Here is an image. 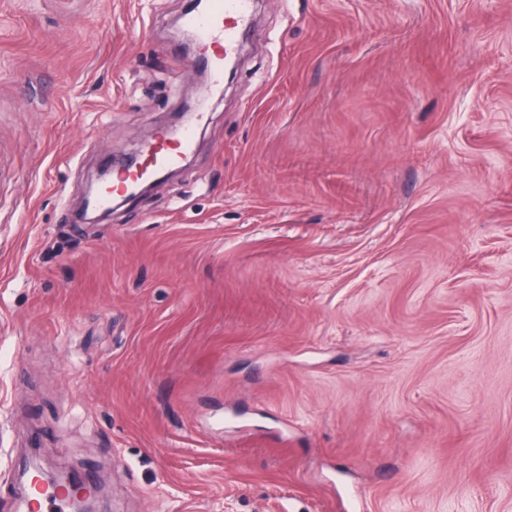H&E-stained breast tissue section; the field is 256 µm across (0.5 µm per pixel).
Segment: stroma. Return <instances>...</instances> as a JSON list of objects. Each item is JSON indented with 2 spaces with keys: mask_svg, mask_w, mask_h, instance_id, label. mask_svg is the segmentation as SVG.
Segmentation results:
<instances>
[{
  "mask_svg": "<svg viewBox=\"0 0 512 512\" xmlns=\"http://www.w3.org/2000/svg\"><path fill=\"white\" fill-rule=\"evenodd\" d=\"M185 0H0V488L112 512H512V0H255L195 106ZM194 139L195 127L193 125L184 127L176 136L174 144L165 143L164 141L151 144L143 158L129 164H122L115 168L120 172H124V176L118 180L117 184L106 188L102 192L100 198L101 204H107L111 200L112 195L122 191L123 185L126 182L174 165L179 160L181 154L192 149ZM38 467L40 477L37 479V485L46 495H53L60 489H66L73 511L75 512H94L96 511V500L90 489L72 473L50 472L38 464L36 457L28 458L21 471L22 477H27L33 469ZM80 505V508H77Z\"/></svg>",
  "mask_w": 512,
  "mask_h": 512,
  "instance_id": "1",
  "label": "stroma"
}]
</instances>
